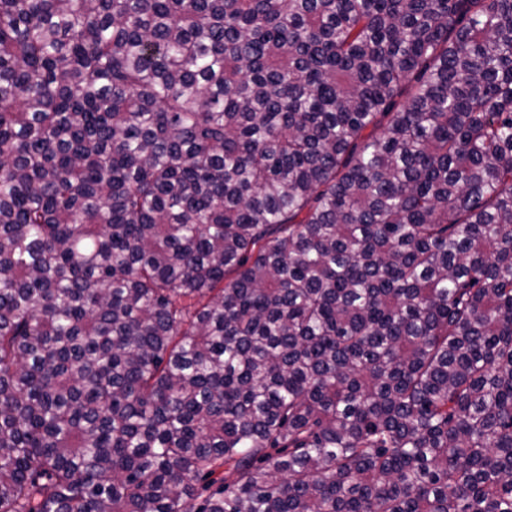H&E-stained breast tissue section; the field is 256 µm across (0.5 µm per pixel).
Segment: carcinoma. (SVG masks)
I'll return each mask as SVG.
<instances>
[{"mask_svg": "<svg viewBox=\"0 0 512 512\" xmlns=\"http://www.w3.org/2000/svg\"><path fill=\"white\" fill-rule=\"evenodd\" d=\"M0 512H512V0H0Z\"/></svg>", "mask_w": 512, "mask_h": 512, "instance_id": "carcinoma-1", "label": "carcinoma"}]
</instances>
